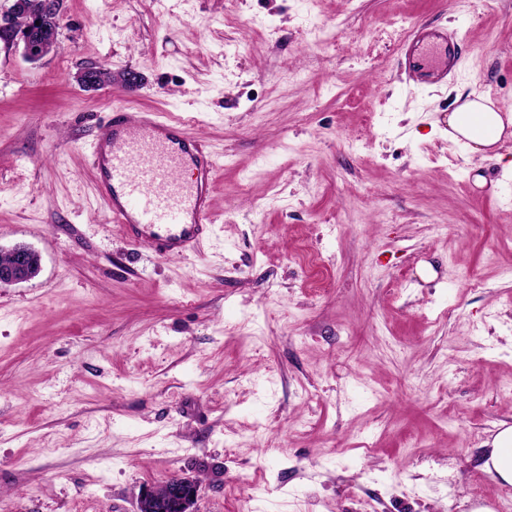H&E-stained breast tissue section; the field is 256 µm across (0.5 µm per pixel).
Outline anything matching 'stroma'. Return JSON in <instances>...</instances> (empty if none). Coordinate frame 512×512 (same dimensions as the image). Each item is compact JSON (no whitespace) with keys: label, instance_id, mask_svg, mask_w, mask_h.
<instances>
[{"label":"stroma","instance_id":"stroma-1","mask_svg":"<svg viewBox=\"0 0 512 512\" xmlns=\"http://www.w3.org/2000/svg\"><path fill=\"white\" fill-rule=\"evenodd\" d=\"M418 24L465 43L414 87ZM99 65L114 81L84 87ZM512 111V0H62L58 45L0 42V512H512V172L448 139ZM211 155L208 238L156 257L95 190L113 106ZM505 119L489 97H468L448 114V139L470 155L502 162L498 148L511 135V114ZM9 250L12 254L11 262L9 252L0 253V286L25 282L38 275L41 258L35 249L30 246H13ZM4 264L7 265L1 266ZM491 445L492 449L484 466L488 470L491 466L500 480L512 484V426L501 429ZM199 482L191 476L174 475L161 485L146 486L139 499V512H165L169 506L179 512H196Z\"/></svg>","mask_w":512,"mask_h":512}]
</instances>
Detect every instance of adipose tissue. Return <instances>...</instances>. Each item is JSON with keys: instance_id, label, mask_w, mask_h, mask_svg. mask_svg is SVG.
I'll list each match as a JSON object with an SVG mask.
<instances>
[{"instance_id": "adipose-tissue-1", "label": "adipose tissue", "mask_w": 512, "mask_h": 512, "mask_svg": "<svg viewBox=\"0 0 512 512\" xmlns=\"http://www.w3.org/2000/svg\"><path fill=\"white\" fill-rule=\"evenodd\" d=\"M512 135V116H502L489 97L465 99L448 114V137L466 153L501 160L498 148Z\"/></svg>"}]
</instances>
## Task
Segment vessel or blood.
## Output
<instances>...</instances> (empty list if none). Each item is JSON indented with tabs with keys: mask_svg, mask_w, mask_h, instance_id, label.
Returning <instances> with one entry per match:
<instances>
[{
	"mask_svg": "<svg viewBox=\"0 0 512 512\" xmlns=\"http://www.w3.org/2000/svg\"><path fill=\"white\" fill-rule=\"evenodd\" d=\"M405 64L423 83L447 79L460 63V42L436 28L412 29L400 45ZM97 189L127 239L161 257L183 256L211 229L218 160L180 122L116 106L92 146Z\"/></svg>",
	"mask_w": 512,
	"mask_h": 512,
	"instance_id": "b4317fda",
	"label": "vessel or blood"
}]
</instances>
